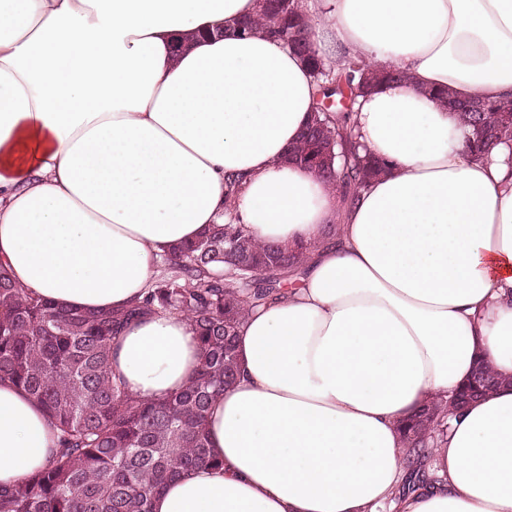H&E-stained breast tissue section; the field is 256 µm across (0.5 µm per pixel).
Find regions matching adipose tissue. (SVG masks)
I'll use <instances>...</instances> for the list:
<instances>
[{
    "label": "adipose tissue",
    "mask_w": 512,
    "mask_h": 512,
    "mask_svg": "<svg viewBox=\"0 0 512 512\" xmlns=\"http://www.w3.org/2000/svg\"><path fill=\"white\" fill-rule=\"evenodd\" d=\"M298 3L326 62L407 75L353 114L386 168L348 206L285 159L315 84L282 42L240 33L259 0H0V263L59 307L120 311L223 211L259 244H307L306 274L238 329L207 422L222 467L169 479L153 512H512V169L501 149L472 158L432 96L512 97V0ZM480 359L506 385L451 419L437 482L397 498L400 424ZM200 362L179 313L112 343L139 400ZM55 448L0 382V485Z\"/></svg>",
    "instance_id": "obj_1"
}]
</instances>
